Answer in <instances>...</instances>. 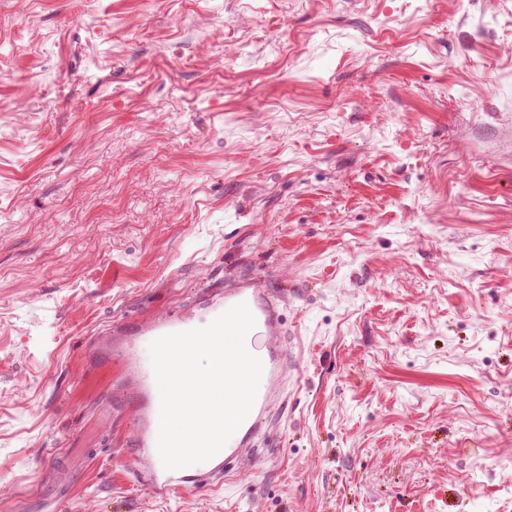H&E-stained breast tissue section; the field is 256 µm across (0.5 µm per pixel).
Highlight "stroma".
Returning <instances> with one entry per match:
<instances>
[{
	"label": "stroma",
	"instance_id": "1",
	"mask_svg": "<svg viewBox=\"0 0 512 512\" xmlns=\"http://www.w3.org/2000/svg\"><path fill=\"white\" fill-rule=\"evenodd\" d=\"M246 281L285 406L154 495L106 343ZM0 512H512V0H0ZM245 303L255 318V326L246 337V347L249 351V336L259 334L266 336L269 341H275L279 336L281 315L273 299L255 282H250L239 288L224 293V304L216 311L211 322L227 309ZM250 352V351H249Z\"/></svg>",
	"mask_w": 512,
	"mask_h": 512
}]
</instances>
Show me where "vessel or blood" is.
<instances>
[{
  "label": "vessel or blood",
  "instance_id": "b4317fda",
  "mask_svg": "<svg viewBox=\"0 0 512 512\" xmlns=\"http://www.w3.org/2000/svg\"><path fill=\"white\" fill-rule=\"evenodd\" d=\"M246 304L255 318L254 333L268 338L270 345L260 360L262 377L253 407L225 446L209 460L207 467L192 465L177 470L165 469L157 450L159 429L160 395L150 359H135L123 349L114 350L115 358L131 367L138 392V405L132 420L136 461L143 466L154 490L164 491L181 485L201 487L222 480L230 461L241 457L251 448L259 435L263 420L270 407L281 397L283 379L287 373V362L275 341L281 326V315L273 299L257 283L250 282L232 289L224 296L225 307ZM189 319L161 318L142 330L146 341L161 336L191 330Z\"/></svg>",
  "mask_w": 512,
  "mask_h": 512
}]
</instances>
